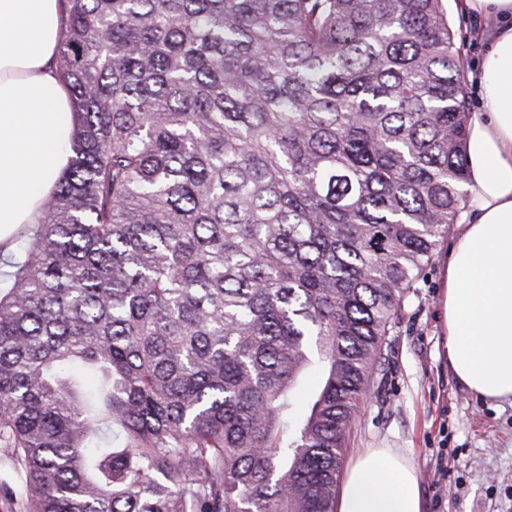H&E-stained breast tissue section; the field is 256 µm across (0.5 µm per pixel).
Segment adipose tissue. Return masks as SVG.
I'll use <instances>...</instances> for the list:
<instances>
[{
	"instance_id": "adipose-tissue-1",
	"label": "adipose tissue",
	"mask_w": 512,
	"mask_h": 512,
	"mask_svg": "<svg viewBox=\"0 0 512 512\" xmlns=\"http://www.w3.org/2000/svg\"><path fill=\"white\" fill-rule=\"evenodd\" d=\"M492 15L473 81L482 109L467 123L474 194L448 256L443 294L451 372L489 401L512 400V0H463ZM63 0H0V244L36 223L70 163L77 125L57 58ZM336 512H424L417 473L393 448H371L345 470Z\"/></svg>"
}]
</instances>
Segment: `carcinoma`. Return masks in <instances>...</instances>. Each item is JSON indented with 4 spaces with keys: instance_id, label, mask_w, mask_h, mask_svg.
Here are the masks:
<instances>
[{
    "instance_id": "carcinoma-1",
    "label": "carcinoma",
    "mask_w": 512,
    "mask_h": 512,
    "mask_svg": "<svg viewBox=\"0 0 512 512\" xmlns=\"http://www.w3.org/2000/svg\"><path fill=\"white\" fill-rule=\"evenodd\" d=\"M66 13L73 157L0 288L3 496L336 512L359 404L469 202L443 0Z\"/></svg>"
}]
</instances>
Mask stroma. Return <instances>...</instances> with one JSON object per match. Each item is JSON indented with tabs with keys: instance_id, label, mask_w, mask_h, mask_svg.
Masks as SVG:
<instances>
[{
	"instance_id": "obj_1",
	"label": "stroma",
	"mask_w": 512,
	"mask_h": 512,
	"mask_svg": "<svg viewBox=\"0 0 512 512\" xmlns=\"http://www.w3.org/2000/svg\"><path fill=\"white\" fill-rule=\"evenodd\" d=\"M466 73L478 68L494 19L445 0ZM451 240L404 303L386 361L360 405L346 462L369 448L407 452L425 512H512V403L488 402L448 367L442 292Z\"/></svg>"
}]
</instances>
